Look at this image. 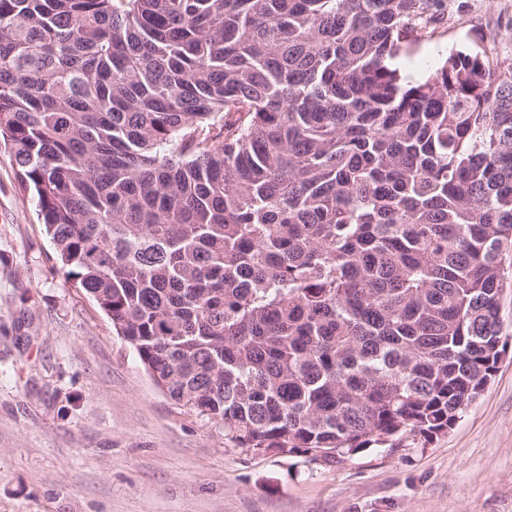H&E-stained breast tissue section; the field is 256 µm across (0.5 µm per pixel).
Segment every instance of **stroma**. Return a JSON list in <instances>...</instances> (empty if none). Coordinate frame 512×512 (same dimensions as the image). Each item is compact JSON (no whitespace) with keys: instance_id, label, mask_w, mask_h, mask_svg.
I'll list each match as a JSON object with an SVG mask.
<instances>
[{"instance_id":"obj_1","label":"stroma","mask_w":512,"mask_h":512,"mask_svg":"<svg viewBox=\"0 0 512 512\" xmlns=\"http://www.w3.org/2000/svg\"><path fill=\"white\" fill-rule=\"evenodd\" d=\"M451 50L512 59V0H446L393 64L418 81ZM500 306L507 352L447 433L330 462L237 448L69 280L0 141V512H512V288Z\"/></svg>"}]
</instances>
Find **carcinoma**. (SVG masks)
<instances>
[{
	"label": "carcinoma",
	"instance_id": "obj_1",
	"mask_svg": "<svg viewBox=\"0 0 512 512\" xmlns=\"http://www.w3.org/2000/svg\"><path fill=\"white\" fill-rule=\"evenodd\" d=\"M443 0H0V137L67 276L238 448L430 439L506 351L512 61ZM431 33L400 51L393 64L409 80L424 79L450 50L512 59V0H445ZM511 28V30H510Z\"/></svg>",
	"mask_w": 512,
	"mask_h": 512
}]
</instances>
